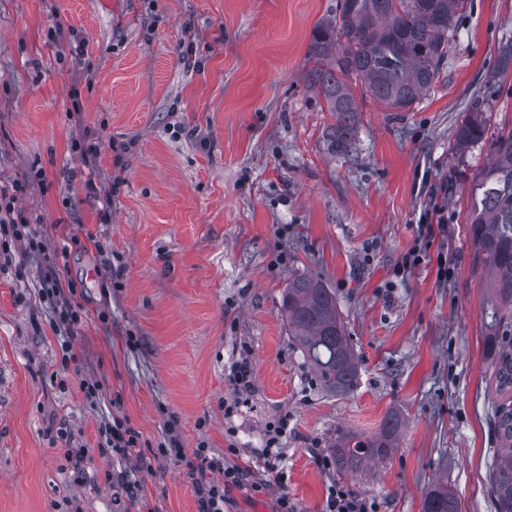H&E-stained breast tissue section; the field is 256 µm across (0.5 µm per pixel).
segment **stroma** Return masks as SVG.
I'll return each instance as SVG.
<instances>
[{
  "instance_id": "35a3bbf8",
  "label": "stroma",
  "mask_w": 512,
  "mask_h": 512,
  "mask_svg": "<svg viewBox=\"0 0 512 512\" xmlns=\"http://www.w3.org/2000/svg\"><path fill=\"white\" fill-rule=\"evenodd\" d=\"M337 2L0 0V185L28 182L24 215L49 248L78 235L62 276L85 295L77 366L64 370L38 294L42 253L0 250V512H196L185 468L155 455L172 417L186 453L206 446L269 482L234 491L233 512H275L283 495L325 512L335 484L378 512H422L439 481L458 512H496L500 398L467 237L471 178L490 153L458 154L455 131L475 105L489 133L512 128V71L497 67L512 0H467L431 93L398 114L356 99L353 135L335 149L336 116L306 73ZM57 26L63 60L47 39ZM85 133L98 144L91 172L70 148ZM413 250L422 262L403 269ZM296 275L336 293L361 364L349 395L324 391L289 338L281 302ZM243 359L253 382L238 393L229 371ZM85 376L140 435V507L111 478ZM392 412L395 454L337 471L333 430L369 433ZM283 417L277 479L256 458ZM70 447L84 449L83 473Z\"/></svg>"
}]
</instances>
